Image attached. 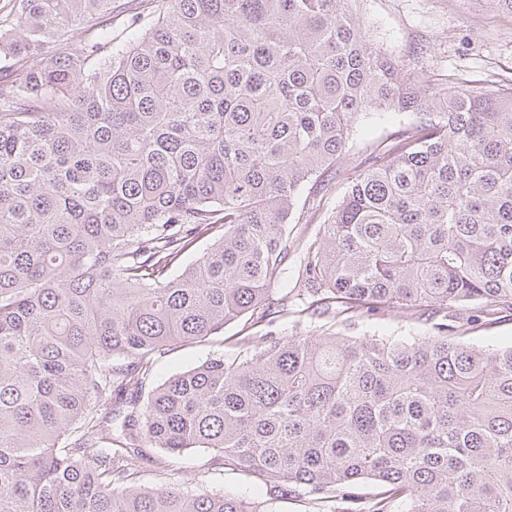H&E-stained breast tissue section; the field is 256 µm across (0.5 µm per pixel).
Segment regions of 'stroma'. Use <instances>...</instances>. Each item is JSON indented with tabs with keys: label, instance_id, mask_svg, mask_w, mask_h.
Wrapping results in <instances>:
<instances>
[{
	"label": "stroma",
	"instance_id": "1",
	"mask_svg": "<svg viewBox=\"0 0 512 512\" xmlns=\"http://www.w3.org/2000/svg\"><path fill=\"white\" fill-rule=\"evenodd\" d=\"M357 9L369 39L387 53L407 60L415 80L435 96L462 81L490 88L512 87V17L497 13L487 0H358ZM399 112H373L356 119L348 148L330 174L327 199L308 225L316 234L358 173L357 156L371 141L411 122ZM317 320L304 315L257 322L248 314L227 323L220 335L175 344L158 361L156 381L230 351L237 337L273 332L311 336ZM169 474L183 486L199 485L229 495L263 500L262 484L231 465L214 464L197 450L172 458Z\"/></svg>",
	"mask_w": 512,
	"mask_h": 512
}]
</instances>
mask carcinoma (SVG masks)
<instances>
[{
  "instance_id": "carcinoma-1",
  "label": "carcinoma",
  "mask_w": 512,
  "mask_h": 512,
  "mask_svg": "<svg viewBox=\"0 0 512 512\" xmlns=\"http://www.w3.org/2000/svg\"><path fill=\"white\" fill-rule=\"evenodd\" d=\"M152 2L121 37L112 0L0 18V512H269L299 488L512 512V345L467 336L512 314V88L427 101L351 0ZM380 109L414 120L310 238ZM291 257L318 334L242 336L152 385L165 347L288 288ZM390 306L429 332L349 335ZM144 448L208 451L265 500L142 485Z\"/></svg>"
}]
</instances>
